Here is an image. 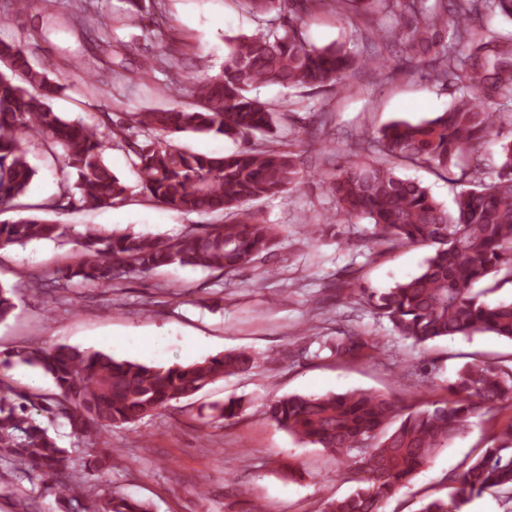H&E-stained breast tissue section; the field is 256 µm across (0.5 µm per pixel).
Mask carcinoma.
Instances as JSON below:
<instances>
[{"instance_id":"cac0c4a2","label":"carcinoma","mask_w":512,"mask_h":512,"mask_svg":"<svg viewBox=\"0 0 512 512\" xmlns=\"http://www.w3.org/2000/svg\"><path fill=\"white\" fill-rule=\"evenodd\" d=\"M91 0H74L71 20L94 41L109 43L112 20L91 13ZM373 0H241L253 16L288 15L282 31L242 34L228 39L222 71L206 79L170 73L169 84L184 87L196 107L130 112L128 120L142 132L165 135L214 133L246 140L268 132L278 121L273 105L252 95L259 85L285 88L339 86L358 67L387 74L381 48L388 35H372V54L358 58L343 46L318 47L305 35L303 17L324 8L356 13ZM412 18L404 34L420 63L433 53V77L453 86L456 103L431 119H397L373 137L361 134L358 159H344L326 177L336 201V215L371 220L373 243L386 250L413 244L431 247L421 269L384 292L361 287L374 315L414 346L491 333L512 342V300H482L474 285L490 274L512 282V140L498 143L497 178L483 179V148L501 117L512 113V37L494 36L475 56L458 49L474 35L484 15L497 12L512 19V0H403ZM452 29L451 41L441 31ZM32 30L20 43L0 42V210L24 209L23 197L37 169L20 139H35L48 149L63 150L64 166L76 175L62 184L58 197L37 206L62 208L78 196L84 207H110L126 186L112 171L106 154L112 148V122L97 126L69 120L52 102L65 88L33 62ZM144 190L159 203L183 212L219 213L222 224L205 233L190 230L177 239L107 232L94 225L76 228L42 215L24 214L0 224V251L32 241L73 245L74 262L56 274L34 277L29 286L53 297L75 279L113 288L133 274H149L172 265L235 275L264 259L277 245L278 230L244 208L250 201L300 187L303 177L293 151L249 145L229 154L193 153L171 142L151 139L129 145ZM425 166L441 174L458 168L471 188L459 193L453 209L436 201L427 187L394 171L396 163ZM15 287L0 283V322L16 308ZM328 347L338 358L356 359L376 346L356 333L338 336ZM19 361L42 370L57 393L50 397L20 391L0 382V486L14 494L19 484L52 489L63 500L89 496L81 477L69 471L65 450L49 422L64 419L82 443L100 427H123L192 396L224 376L250 371L254 354L228 351L190 364L150 365L117 360L102 351L61 345L24 348ZM451 398L401 416L393 397L370 390L323 395L292 394L268 406L278 426L304 444L354 460L361 477L349 495L324 503L322 512H383L387 500L410 483L436 455L462 436L471 418L512 408V367L474 361L464 364L449 385ZM459 484L446 498L425 501L419 512H467L475 497L493 492L512 501V421L498 426L491 445L450 477ZM95 512H151L147 502L112 493Z\"/></svg>"}]
</instances>
